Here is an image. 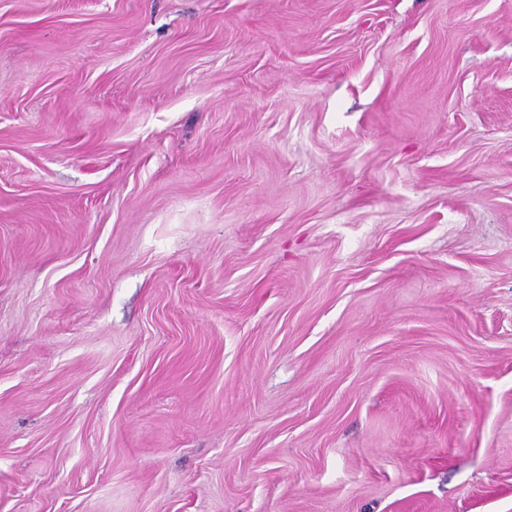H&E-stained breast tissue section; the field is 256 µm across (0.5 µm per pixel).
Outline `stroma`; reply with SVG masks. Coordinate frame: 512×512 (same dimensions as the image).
Listing matches in <instances>:
<instances>
[{
  "instance_id": "1",
  "label": "stroma",
  "mask_w": 512,
  "mask_h": 512,
  "mask_svg": "<svg viewBox=\"0 0 512 512\" xmlns=\"http://www.w3.org/2000/svg\"><path fill=\"white\" fill-rule=\"evenodd\" d=\"M0 512H512V0H0Z\"/></svg>"
}]
</instances>
